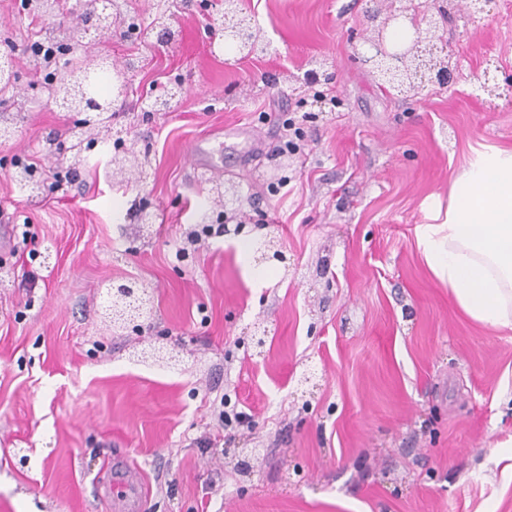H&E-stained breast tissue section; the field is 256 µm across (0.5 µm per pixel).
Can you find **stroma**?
Returning a JSON list of instances; mask_svg holds the SVG:
<instances>
[{"mask_svg":"<svg viewBox=\"0 0 512 512\" xmlns=\"http://www.w3.org/2000/svg\"><path fill=\"white\" fill-rule=\"evenodd\" d=\"M182 2L124 0L147 24L125 42L0 0V225L27 227L0 251V512H118L117 456L139 512H512V330L463 313L419 245L451 180L512 149V0H454L433 38L450 80L408 95L360 63L365 0H239L270 46L247 58L213 40L224 0ZM56 29L131 67L116 143L84 166L26 49ZM162 89L174 111H151ZM220 127L223 205L190 174ZM129 146L141 175L110 162ZM203 224L234 231L177 257ZM131 282L150 311L118 327L106 292ZM219 402L247 416L234 434Z\"/></svg>","mask_w":512,"mask_h":512,"instance_id":"35a3bbf8","label":"stroma"}]
</instances>
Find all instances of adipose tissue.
Here are the masks:
<instances>
[{
  "label": "adipose tissue",
  "instance_id": "adipose-tissue-1",
  "mask_svg": "<svg viewBox=\"0 0 512 512\" xmlns=\"http://www.w3.org/2000/svg\"><path fill=\"white\" fill-rule=\"evenodd\" d=\"M420 242L470 318L512 329V150L479 154L452 181L444 222L423 225Z\"/></svg>",
  "mask_w": 512,
  "mask_h": 512
}]
</instances>
